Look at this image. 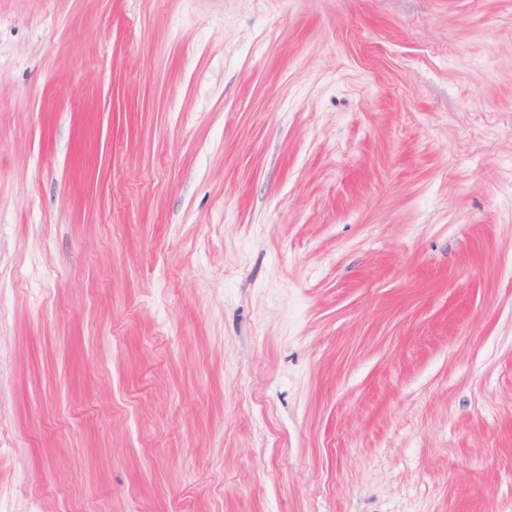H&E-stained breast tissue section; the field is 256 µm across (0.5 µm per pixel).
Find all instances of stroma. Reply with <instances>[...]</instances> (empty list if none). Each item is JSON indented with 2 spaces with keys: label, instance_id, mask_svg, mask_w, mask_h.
<instances>
[{
  "label": "stroma",
  "instance_id": "stroma-1",
  "mask_svg": "<svg viewBox=\"0 0 512 512\" xmlns=\"http://www.w3.org/2000/svg\"><path fill=\"white\" fill-rule=\"evenodd\" d=\"M5 512H512V0H0Z\"/></svg>",
  "mask_w": 512,
  "mask_h": 512
}]
</instances>
